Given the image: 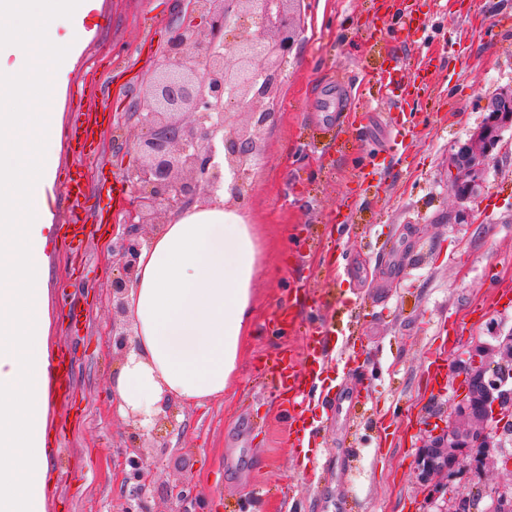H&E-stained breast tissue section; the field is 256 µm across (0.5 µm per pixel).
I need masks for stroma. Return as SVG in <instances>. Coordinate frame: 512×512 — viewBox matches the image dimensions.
Returning <instances> with one entry per match:
<instances>
[{
    "mask_svg": "<svg viewBox=\"0 0 512 512\" xmlns=\"http://www.w3.org/2000/svg\"><path fill=\"white\" fill-rule=\"evenodd\" d=\"M420 17L421 45L399 37ZM302 31L282 72L280 117L242 209L262 248L253 332L235 389L203 407L173 405L160 438L139 440L153 466L151 512H418L425 421L447 412L470 348L512 330V303L488 305L512 285V127L485 162L477 196L446 181L460 145L512 89V0H300ZM179 0H102L94 33L53 111L101 112L88 156L61 147L49 259L51 350H64L71 388L53 397L47 512H127L130 434L112 410L109 285L118 274L104 243L119 212L110 186L136 163L142 131L124 120L173 29ZM456 47H449V36ZM440 64L415 96L393 92L386 69L404 62L417 84L424 54ZM415 113L414 123L403 122ZM409 143L391 150L396 132ZM80 173L85 193L69 197ZM78 238L62 231L72 212ZM334 320L345 359L328 369L334 408L307 414L309 474L283 418L274 372L301 355L309 318ZM448 370L433 380L432 354Z\"/></svg>",
    "mask_w": 512,
    "mask_h": 512,
    "instance_id": "35a3bbf8",
    "label": "stroma"
}]
</instances>
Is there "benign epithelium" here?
Here are the masks:
<instances>
[{
    "label": "benign epithelium",
    "mask_w": 512,
    "mask_h": 512,
    "mask_svg": "<svg viewBox=\"0 0 512 512\" xmlns=\"http://www.w3.org/2000/svg\"><path fill=\"white\" fill-rule=\"evenodd\" d=\"M296 0H190L189 22L176 28L155 65L142 96L131 113L144 130L137 143V165L126 178L134 197L126 210L122 234L113 242V260L121 269L112 279V342L127 348L125 297L137 272V261L147 234L160 216L183 208L203 195H213L231 176L230 203L245 205L252 184L249 177L259 165L266 131L278 121L276 108L282 65L291 54L300 30ZM240 108L230 111L228 103ZM490 121L474 141L453 156L463 176L448 173L460 195L477 193L482 164L500 141V120H512V96L503 95L489 105ZM512 370V336L497 346L479 343L459 369L468 375L474 399L456 395L462 408L454 409L447 423L429 430L420 453L421 481L426 484L448 471L467 466V449L476 442L487 448L480 468L499 466L491 451L500 412L512 406V394L501 390L499 375H488L487 359ZM138 416L129 419L130 437L156 436L171 422L161 414L144 427ZM132 466V497L140 512H148L142 499L152 465L141 454L128 458ZM439 512H472L463 491L447 493Z\"/></svg>",
    "instance_id": "benign-epithelium-1"
}]
</instances>
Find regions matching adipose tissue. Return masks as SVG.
Here are the masks:
<instances>
[{
	"instance_id": "obj_1",
	"label": "adipose tissue",
	"mask_w": 512,
	"mask_h": 512,
	"mask_svg": "<svg viewBox=\"0 0 512 512\" xmlns=\"http://www.w3.org/2000/svg\"><path fill=\"white\" fill-rule=\"evenodd\" d=\"M99 0H0V512H46L51 398L45 247L53 229L58 113ZM230 191L171 214L130 286L117 412L152 423L168 402L203 406L237 382L261 245Z\"/></svg>"
}]
</instances>
